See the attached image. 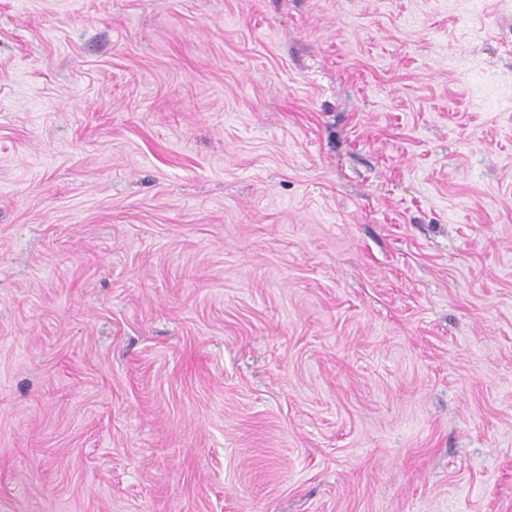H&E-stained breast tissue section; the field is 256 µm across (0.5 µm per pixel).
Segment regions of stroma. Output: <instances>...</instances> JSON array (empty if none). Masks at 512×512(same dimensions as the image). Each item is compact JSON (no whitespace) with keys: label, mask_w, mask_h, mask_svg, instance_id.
Returning <instances> with one entry per match:
<instances>
[{"label":"stroma","mask_w":512,"mask_h":512,"mask_svg":"<svg viewBox=\"0 0 512 512\" xmlns=\"http://www.w3.org/2000/svg\"><path fill=\"white\" fill-rule=\"evenodd\" d=\"M0 512H512V0H0Z\"/></svg>","instance_id":"obj_1"}]
</instances>
